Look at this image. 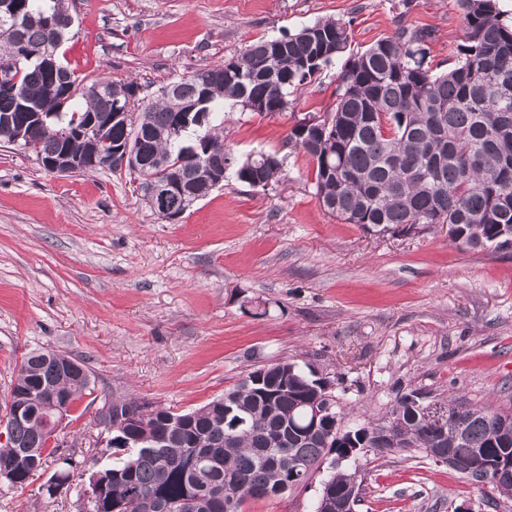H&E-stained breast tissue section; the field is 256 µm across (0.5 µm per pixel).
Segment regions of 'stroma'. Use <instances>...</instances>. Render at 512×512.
Instances as JSON below:
<instances>
[{"label":"stroma","mask_w":512,"mask_h":512,"mask_svg":"<svg viewBox=\"0 0 512 512\" xmlns=\"http://www.w3.org/2000/svg\"><path fill=\"white\" fill-rule=\"evenodd\" d=\"M321 18L350 23L353 53L402 26L430 30L436 71L464 38L457 0H76L67 59L155 89ZM336 73L325 68L287 112L231 113L230 155L275 151L284 173L264 189L226 180L176 223L127 172L56 176L0 145V418L30 352L68 354L95 378L55 463L22 487L0 482V512H83L76 494L45 487L94 446L106 392L189 411L286 359L329 380L350 426L414 389L512 408V248L460 246L443 224L382 236L341 223L320 207L308 157L286 144L299 119L331 107ZM344 466L363 477L356 512H512L490 487L406 452ZM322 479L242 512H311Z\"/></svg>","instance_id":"stroma-1"}]
</instances>
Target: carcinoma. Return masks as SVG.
Returning <instances> with one entry per match:
<instances>
[{"label":"carcinoma","mask_w":512,"mask_h":512,"mask_svg":"<svg viewBox=\"0 0 512 512\" xmlns=\"http://www.w3.org/2000/svg\"><path fill=\"white\" fill-rule=\"evenodd\" d=\"M19 14L0 13V58L21 56L14 93L0 92V115L12 118L24 137L21 153L52 154L61 148L62 129L95 116L102 129L100 150L127 138L132 129L112 122L117 89L140 88L125 80L78 75L62 47L75 36L69 0H10ZM465 40L445 72L426 63L430 34L399 28L360 53L348 57L337 74L336 99L320 115L312 142L293 127L287 143L309 156L315 168V195L333 201L329 214L347 224H367L376 234L401 233L408 224L423 229L453 224L454 242L467 247H512V25L502 22L497 0H459ZM347 23L319 19L294 33L258 40L234 57L235 71L224 64L199 68L170 81L153 99L123 98L129 124H138L145 140L147 175L163 174L208 197L194 174L190 155L201 144L210 157L227 156L224 116L256 99L257 113L287 111L292 96L346 52ZM56 52L57 69L44 68L41 56ZM328 55H323V52ZM184 112H204V123L173 128ZM257 168L246 157L225 178L264 189L277 182L284 157L267 153ZM336 177L326 176L328 168ZM19 390H64L70 402L95 388L59 367L55 359L26 356L20 364ZM273 389L266 398L243 379L224 391L237 403L246 424L224 440V413L213 402L192 411L193 424L169 427L173 416L158 410L154 423L136 424L146 404L134 396L101 401L128 424L107 432L110 461L100 471L121 475L112 486L117 512H241L248 498L281 495L306 484L336 451L337 437L323 428L307 432L301 404L337 413V402L323 398L321 380L296 363L283 360L266 373ZM412 390L396 398L385 416L367 423L381 433L393 420L407 436L405 449L450 451L457 472L485 452L487 470L497 458L512 457V413L493 411L456 398L414 402ZM461 415L462 428L450 426L440 440L432 436L436 416ZM42 419L36 407L18 423L12 446L0 448V464L30 473L44 468L57 448L44 447ZM157 439L143 448L141 439ZM339 490L361 488L357 472L333 466L322 480Z\"/></svg>","instance_id":"obj_1"}]
</instances>
